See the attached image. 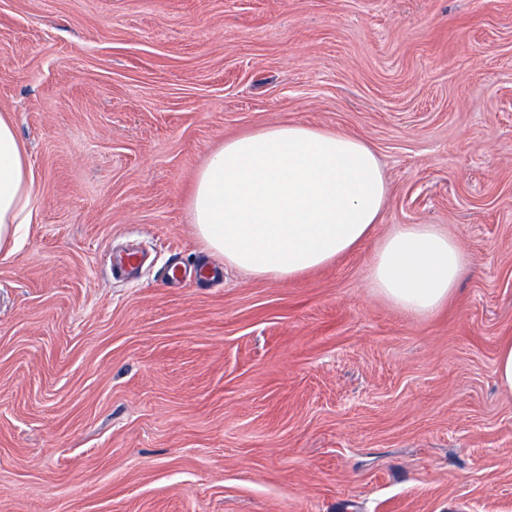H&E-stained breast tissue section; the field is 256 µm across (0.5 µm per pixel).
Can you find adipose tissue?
<instances>
[{"instance_id": "ef3b65f1", "label": "adipose tissue", "mask_w": 512, "mask_h": 512, "mask_svg": "<svg viewBox=\"0 0 512 512\" xmlns=\"http://www.w3.org/2000/svg\"><path fill=\"white\" fill-rule=\"evenodd\" d=\"M387 182L362 139L309 124L269 125L225 139L195 175L189 200L198 238L227 266L292 280L354 249L378 224ZM36 188L27 150L0 114V255L17 248ZM465 259L433 224H404L377 249L373 287L426 315L455 290Z\"/></svg>"}]
</instances>
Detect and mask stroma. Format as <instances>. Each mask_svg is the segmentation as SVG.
Here are the masks:
<instances>
[{
  "label": "stroma",
  "mask_w": 512,
  "mask_h": 512,
  "mask_svg": "<svg viewBox=\"0 0 512 512\" xmlns=\"http://www.w3.org/2000/svg\"><path fill=\"white\" fill-rule=\"evenodd\" d=\"M0 111L37 189L0 256V512H512V0H0ZM283 122L389 187L286 282L188 211L212 150ZM401 224L467 258L428 315L369 278ZM495 375L502 393L512 396V340L503 344L497 352Z\"/></svg>",
  "instance_id": "stroma-1"
}]
</instances>
